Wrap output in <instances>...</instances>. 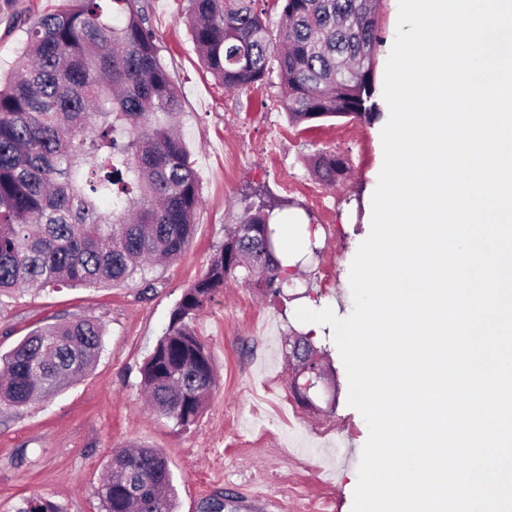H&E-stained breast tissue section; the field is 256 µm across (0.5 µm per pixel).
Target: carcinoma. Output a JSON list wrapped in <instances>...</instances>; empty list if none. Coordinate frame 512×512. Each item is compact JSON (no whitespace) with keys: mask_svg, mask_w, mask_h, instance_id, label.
<instances>
[{"mask_svg":"<svg viewBox=\"0 0 512 512\" xmlns=\"http://www.w3.org/2000/svg\"><path fill=\"white\" fill-rule=\"evenodd\" d=\"M62 0L40 17L0 80V298L20 289L100 288L141 280L149 261L177 260L201 205L199 174L178 131L181 100L143 0ZM256 0H188L184 16L201 61L229 90L277 73L288 122L371 118L379 0H274L269 28ZM327 184L344 173L319 154ZM238 224L203 276L182 294L142 368L152 408L182 430L215 386L212 356L194 322L230 280L278 293L275 212L290 201L251 192ZM100 322L34 330L0 356V405L45 401L85 374L103 351ZM105 512H175L171 461L154 448L113 452L97 489ZM18 512H59L33 497Z\"/></svg>","mask_w":512,"mask_h":512,"instance_id":"carcinoma-1","label":"carcinoma"}]
</instances>
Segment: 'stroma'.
<instances>
[{
  "mask_svg": "<svg viewBox=\"0 0 512 512\" xmlns=\"http://www.w3.org/2000/svg\"><path fill=\"white\" fill-rule=\"evenodd\" d=\"M160 54L181 91L180 130L200 177L195 237L179 259L139 286L47 288L0 305V354L36 327L93 318L102 323L103 351L78 382L45 402L0 408V512H19L42 497L61 512H104L97 487L113 449H163L171 460L177 512H204L222 495L243 501L252 488L281 498L288 512H352L358 467L369 430L348 404L346 368L331 326L300 321L298 308L353 309L350 269L370 233L372 196L383 165L381 132L389 119L333 117L309 130L289 124L284 109L265 111L263 98L280 99L277 78L227 91L199 58L181 17L187 0H145ZM59 0H0V71L17 57L25 30L57 9ZM398 0H380L376 16L375 84L383 86L397 34ZM273 132L277 148L268 158ZM235 147L227 155L225 147ZM336 156L346 171L336 184L311 170L317 153ZM322 192L315 208L306 193L284 189L277 167ZM290 199L277 220L299 215L319 232L297 279L280 294L262 284H229L194 323L208 345L218 382L198 423L178 430L155 412L141 389V368L163 335L185 288L200 278L237 223L246 188ZM308 337L327 372L308 399L291 390L293 365L286 339Z\"/></svg>",
  "mask_w": 512,
  "mask_h": 512,
  "instance_id": "stroma-1",
  "label": "stroma"
}]
</instances>
